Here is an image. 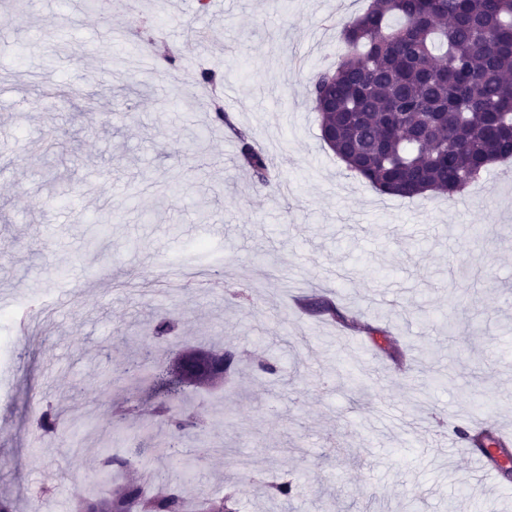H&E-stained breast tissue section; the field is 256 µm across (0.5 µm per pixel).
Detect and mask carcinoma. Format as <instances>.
<instances>
[{
  "instance_id": "1",
  "label": "carcinoma",
  "mask_w": 512,
  "mask_h": 512,
  "mask_svg": "<svg viewBox=\"0 0 512 512\" xmlns=\"http://www.w3.org/2000/svg\"><path fill=\"white\" fill-rule=\"evenodd\" d=\"M346 53L333 70L317 74L309 95L322 139L346 168L377 191L412 198L455 195L498 161L512 157V0H372L345 21ZM255 183L266 186L265 154L243 130L235 131ZM313 310L348 323L330 302ZM174 319L152 320L156 345L173 335ZM61 413L36 419L43 437L58 435ZM155 444L189 437L201 424L198 408L156 403ZM474 448L499 446L487 432L464 435ZM75 512H188L181 488L169 481L153 496L140 484L117 496L82 494Z\"/></svg>"
}]
</instances>
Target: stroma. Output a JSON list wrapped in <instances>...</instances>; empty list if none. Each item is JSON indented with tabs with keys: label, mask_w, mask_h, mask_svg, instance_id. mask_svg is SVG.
<instances>
[{
	"label": "stroma",
	"mask_w": 512,
	"mask_h": 512,
	"mask_svg": "<svg viewBox=\"0 0 512 512\" xmlns=\"http://www.w3.org/2000/svg\"><path fill=\"white\" fill-rule=\"evenodd\" d=\"M368 5L0 0V336L30 305L0 364V495L17 512H73L59 476L136 450L170 389L207 422L192 472L161 461L186 497L232 493L239 512H512V477L474 480L448 446L471 422L512 434V160L451 200L379 193L336 159L308 89L344 52L337 21ZM204 68L224 76L226 123L198 90ZM238 129L276 182L254 183ZM314 298L352 324L311 313ZM164 314L178 353L222 345L237 370L203 388L171 374L164 389L114 384ZM49 405L60 436L39 441ZM286 480L285 506L267 488Z\"/></svg>",
	"instance_id": "35a3bbf8"
}]
</instances>
